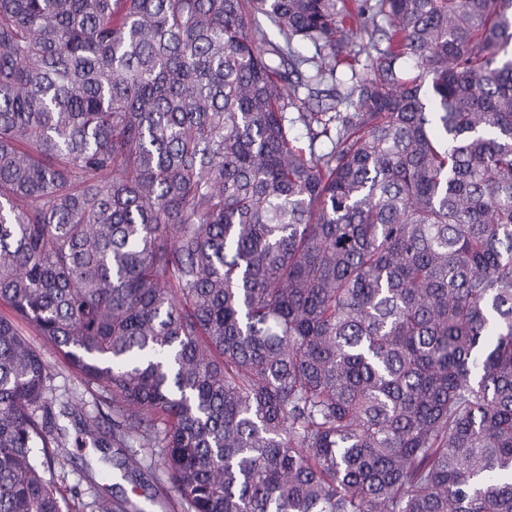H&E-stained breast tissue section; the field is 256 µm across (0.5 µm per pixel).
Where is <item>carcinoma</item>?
<instances>
[{
    "label": "carcinoma",
    "instance_id": "obj_1",
    "mask_svg": "<svg viewBox=\"0 0 512 512\" xmlns=\"http://www.w3.org/2000/svg\"><path fill=\"white\" fill-rule=\"evenodd\" d=\"M511 46L512 0H0V512H62L76 412L25 324L184 512H512ZM25 336L40 352L41 357L48 365L54 378V384L58 386L66 385L70 389L72 402L78 404L79 410L93 413L96 411L97 403L105 414H108L111 418L115 415L117 408H113L106 395L89 393L86 386L81 382L79 375L64 362L55 346L43 339L42 336H38L33 328H27Z\"/></svg>",
    "mask_w": 512,
    "mask_h": 512
}]
</instances>
